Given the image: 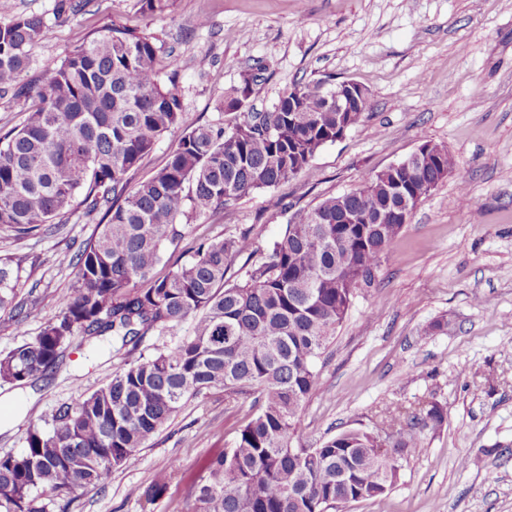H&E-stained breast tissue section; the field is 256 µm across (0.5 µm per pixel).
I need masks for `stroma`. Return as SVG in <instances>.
I'll return each mask as SVG.
<instances>
[{"mask_svg":"<svg viewBox=\"0 0 512 512\" xmlns=\"http://www.w3.org/2000/svg\"><path fill=\"white\" fill-rule=\"evenodd\" d=\"M42 18L28 48L27 81L40 83L72 49L112 26L153 38L174 64L180 122L135 171L163 167L184 132L220 115L225 94L257 75L254 111L273 109L299 80L330 76L367 91V110L325 144L295 178L254 192L224 211L182 225L155 276L189 257L198 240L242 229L257 245L278 239L298 212L357 186L426 142L457 161L386 252L373 287L358 289L349 314L317 363L303 408L304 445L340 430L375 432L443 407L441 426L422 429L419 453L401 460L387 496L342 512H512V0H175L149 16L139 0H12ZM97 231L72 216L19 238L0 227V258L18 270L21 314L0 311V353L38 336L75 280L63 256ZM486 299L475 303L476 296ZM110 343L70 348L36 386H0V455L21 452L30 419L51 417L106 383L118 368ZM251 413L247 398L212 391L187 402L139 453L135 466L80 490L70 512H190L204 462L232 447ZM179 472H171V461ZM168 483L153 503L133 495Z\"/></svg>","mask_w":512,"mask_h":512,"instance_id":"stroma-1","label":"stroma"}]
</instances>
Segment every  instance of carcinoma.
I'll list each match as a JSON object with an SVG mask.
<instances>
[{"label": "carcinoma", "mask_w": 512, "mask_h": 512, "mask_svg": "<svg viewBox=\"0 0 512 512\" xmlns=\"http://www.w3.org/2000/svg\"><path fill=\"white\" fill-rule=\"evenodd\" d=\"M45 33L38 17L9 9L0 18V91L35 99L24 125L0 140V226L27 236L77 213L103 216L67 258L76 280L59 314L33 341L0 354V382L22 388L46 379L78 337L112 336L121 364L102 387L30 423L22 452L0 455V512H46V493L69 512L77 490L131 465L182 402L213 389L253 397L254 413L234 447L206 462L192 512H334L386 496L419 432L395 430L389 453L358 429L307 448L298 423L316 389L317 359L403 229L389 218L402 204L390 193L400 172L383 170L353 194L324 198L262 253L244 230L200 243L189 260L153 276L164 246L180 237L178 219L216 214L296 177L335 141L338 122L353 127L366 109L337 117L320 78L293 85L270 112H249L246 78L218 118L184 133L167 163L133 184L131 172L181 114L175 81L160 78L159 47L110 27L33 89L21 82L27 47ZM290 98L302 111H288ZM226 112L239 115L230 128ZM455 166L446 146L432 144L409 176L411 211ZM242 255L243 276L227 277ZM17 280L0 258V310H21ZM190 317V338L151 356L140 349L147 333L163 336ZM166 489L156 481L134 493L152 503Z\"/></svg>", "instance_id": "carcinoma-1"}]
</instances>
